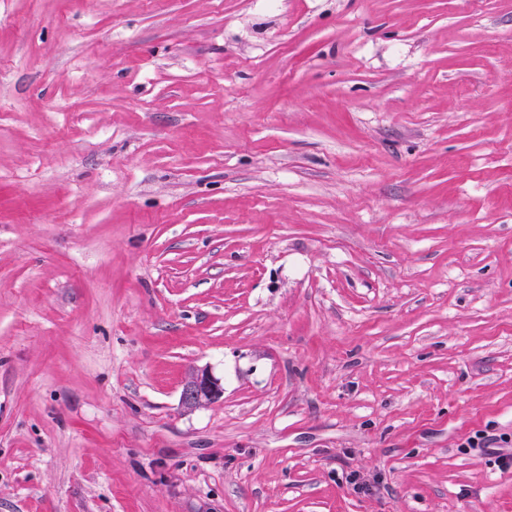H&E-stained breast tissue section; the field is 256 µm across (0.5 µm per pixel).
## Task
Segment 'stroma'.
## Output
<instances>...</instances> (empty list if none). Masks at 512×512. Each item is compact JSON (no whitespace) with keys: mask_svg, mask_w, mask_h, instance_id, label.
<instances>
[{"mask_svg":"<svg viewBox=\"0 0 512 512\" xmlns=\"http://www.w3.org/2000/svg\"><path fill=\"white\" fill-rule=\"evenodd\" d=\"M484 431L512 0H0V512H512ZM223 392L218 379L208 370H192L185 381L181 402L187 409H196L214 403Z\"/></svg>","mask_w":512,"mask_h":512,"instance_id":"stroma-1","label":"stroma"}]
</instances>
